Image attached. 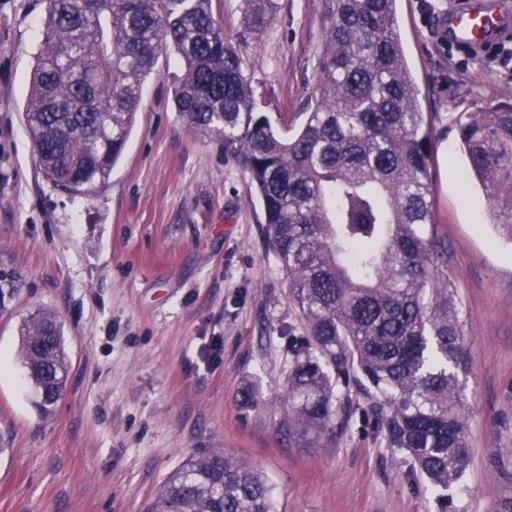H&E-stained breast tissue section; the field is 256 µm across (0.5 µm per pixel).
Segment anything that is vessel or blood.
<instances>
[{
	"mask_svg": "<svg viewBox=\"0 0 512 512\" xmlns=\"http://www.w3.org/2000/svg\"><path fill=\"white\" fill-rule=\"evenodd\" d=\"M451 44L480 47L512 29V10L502 0H452L437 20Z\"/></svg>",
	"mask_w": 512,
	"mask_h": 512,
	"instance_id": "obj_1",
	"label": "vessel or blood"
}]
</instances>
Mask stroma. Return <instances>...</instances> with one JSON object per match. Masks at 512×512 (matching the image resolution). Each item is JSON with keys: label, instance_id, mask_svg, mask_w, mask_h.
Instances as JSON below:
<instances>
[{"label": "stroma", "instance_id": "stroma-1", "mask_svg": "<svg viewBox=\"0 0 512 512\" xmlns=\"http://www.w3.org/2000/svg\"><path fill=\"white\" fill-rule=\"evenodd\" d=\"M262 32L240 0H213L273 124L303 125L315 97L322 0H278ZM448 0H398L405 56L448 155L434 211L468 349L459 374L470 463L460 512H512V246L491 224L451 117L512 102V63H460L435 25ZM45 0H0V512H146L168 476L213 451L275 487L279 512H439L403 455L380 447L373 398L339 385L333 431L288 437L281 399L303 335L288 283L265 249L261 206L216 141L178 119L161 56L127 146L92 195L42 176L22 109ZM54 314L69 361L41 415L18 358L30 313Z\"/></svg>", "mask_w": 512, "mask_h": 512}]
</instances>
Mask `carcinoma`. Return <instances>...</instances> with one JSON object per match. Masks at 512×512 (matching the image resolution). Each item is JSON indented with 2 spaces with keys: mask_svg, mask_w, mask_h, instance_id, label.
I'll return each instance as SVG.
<instances>
[{
  "mask_svg": "<svg viewBox=\"0 0 512 512\" xmlns=\"http://www.w3.org/2000/svg\"><path fill=\"white\" fill-rule=\"evenodd\" d=\"M213 0H46L23 107L46 181L73 196L106 182L160 56H177L178 116L219 142L262 204V234L288 279L305 334L290 341L288 435L332 429L340 378L380 397L377 436L443 500L470 462L461 391L463 325L434 221L432 114L421 110L397 0H323L328 25L315 105L295 132L258 107ZM277 0H242L264 28ZM490 215L512 244V104L453 119ZM19 358L49 415L66 387L57 321L19 329ZM148 512H277L274 487L222 451L192 457Z\"/></svg>",
  "mask_w": 512,
  "mask_h": 512,
  "instance_id": "cac0c4a2",
  "label": "carcinoma"
}]
</instances>
